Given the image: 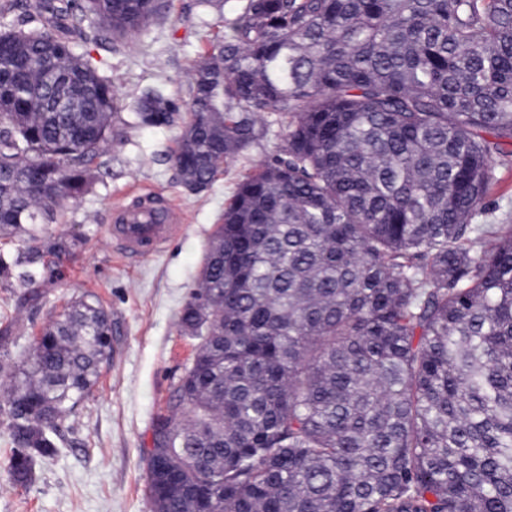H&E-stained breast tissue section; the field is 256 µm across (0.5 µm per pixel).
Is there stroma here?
Masks as SVG:
<instances>
[{"instance_id": "obj_1", "label": "stroma", "mask_w": 512, "mask_h": 512, "mask_svg": "<svg viewBox=\"0 0 512 512\" xmlns=\"http://www.w3.org/2000/svg\"><path fill=\"white\" fill-rule=\"evenodd\" d=\"M239 2L227 0L218 9L201 0H173L162 24L113 50L93 53L120 99L112 124L124 138L105 155L109 175L68 205L65 223L53 228L54 236L69 244V255L46 253L50 272L34 291L0 283V329L12 330L7 345H0V365L19 361L43 327L86 295L111 314V361L68 418L54 454L37 458L27 483H17L8 472L12 450L0 423V512H152L145 495L152 419L198 344L180 332L181 310L225 200L249 164L278 154L281 128L271 125L257 144L225 163L208 189L194 194L168 161L178 129L138 124L131 104L150 86L183 97L185 76L201 49L223 34ZM134 187L172 200L184 217L183 233L144 263L118 258L107 234L113 207Z\"/></svg>"}]
</instances>
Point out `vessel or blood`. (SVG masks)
Wrapping results in <instances>:
<instances>
[{
    "label": "vessel or blood",
    "instance_id": "vessel-or-blood-1",
    "mask_svg": "<svg viewBox=\"0 0 512 512\" xmlns=\"http://www.w3.org/2000/svg\"><path fill=\"white\" fill-rule=\"evenodd\" d=\"M182 228L183 215L176 204L146 192L131 204L113 208L109 238L121 258L140 262L163 252Z\"/></svg>",
    "mask_w": 512,
    "mask_h": 512
}]
</instances>
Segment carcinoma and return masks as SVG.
<instances>
[{"mask_svg":"<svg viewBox=\"0 0 512 512\" xmlns=\"http://www.w3.org/2000/svg\"><path fill=\"white\" fill-rule=\"evenodd\" d=\"M171 5L36 0L35 27L0 29L1 283L43 278L35 243L62 249L50 225L109 174L119 98L90 48ZM186 85L133 110L179 128L196 193L269 118L283 133L179 317L200 342L153 423L152 512H512V224L486 205L512 161V0H241ZM111 353L82 299L4 372L15 481Z\"/></svg>","mask_w":512,"mask_h":512,"instance_id":"1","label":"carcinoma"}]
</instances>
